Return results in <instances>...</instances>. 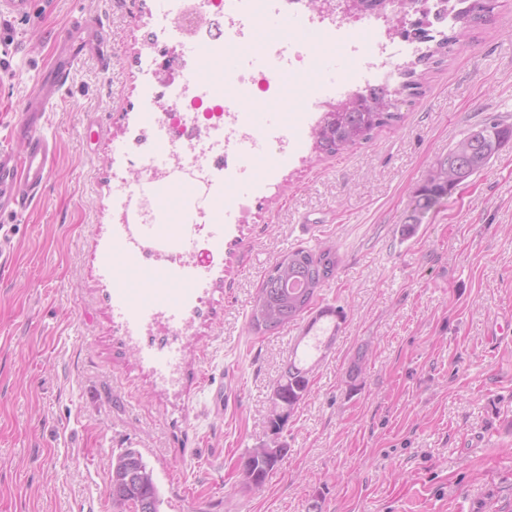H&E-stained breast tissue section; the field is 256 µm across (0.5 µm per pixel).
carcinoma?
Here are the masks:
<instances>
[{"mask_svg":"<svg viewBox=\"0 0 512 512\" xmlns=\"http://www.w3.org/2000/svg\"><path fill=\"white\" fill-rule=\"evenodd\" d=\"M491 0H453L448 7L450 33L439 40L427 35L426 29L417 30L415 38L425 43L434 42L419 50L414 62L397 67L398 85L368 86L354 92L357 105H349L334 112L324 109L316 127L319 128L313 149L319 154L336 156L349 148L369 142L382 128L400 118L397 112H375L373 103L384 97L420 94V65L435 64L460 42L471 27L484 21L492 12ZM512 139V128L493 122L483 124L448 147V154L432 167L426 184L415 196L412 209L402 232L414 233L422 218L450 195L461 183L483 171L499 153L502 145ZM339 264L335 247L323 245L316 250L295 249L276 260L254 296L249 326L256 333L265 334L296 323L312 310L319 290L334 277ZM312 371L301 362L289 360L270 393L269 443L251 449L245 456L243 473L249 484L262 486L276 466L288 454L287 445L279 442V435L296 409L310 392ZM112 500L128 504L133 512H161V490L154 471L137 448H127L112 459L109 483Z\"/></svg>","mask_w":512,"mask_h":512,"instance_id":"obj_1","label":"carcinoma"}]
</instances>
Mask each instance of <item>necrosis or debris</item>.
Segmentation results:
<instances>
[{
  "label": "necrosis or debris",
  "mask_w": 512,
  "mask_h": 512,
  "mask_svg": "<svg viewBox=\"0 0 512 512\" xmlns=\"http://www.w3.org/2000/svg\"><path fill=\"white\" fill-rule=\"evenodd\" d=\"M160 17L175 31L206 47L219 60L225 47L239 51L226 79H200L201 61L190 57L188 76L161 83L160 91L144 85L142 95L148 125L159 128L162 150L139 154L140 179L124 187L121 204L124 234L132 248L123 263L135 261V248L146 245L151 253L193 255L195 227L223 223L226 205L215 199L217 182L235 186L252 177L245 160L260 147L274 146L278 159L299 147L315 109L350 94L359 84L357 74L323 77L318 50L343 43L347 57L359 55L390 63L396 56L393 41L378 34L360 42L350 36L347 22L333 18L284 13L281 0H159ZM299 33L288 34L289 24ZM306 92L296 103V133H283L280 125L261 121L255 111L257 92L268 100L292 95L294 83ZM167 93L186 107L185 112L160 120L154 116L159 93Z\"/></svg>",
  "instance_id": "4bbe7bcc"
}]
</instances>
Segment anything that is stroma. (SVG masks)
Returning <instances> with one entry per match:
<instances>
[{
  "mask_svg": "<svg viewBox=\"0 0 512 512\" xmlns=\"http://www.w3.org/2000/svg\"><path fill=\"white\" fill-rule=\"evenodd\" d=\"M157 0H33L0 20V147L77 17H102L112 65L82 58L43 132L45 188L0 215V512H130L109 493L112 460L139 449L162 512H512V142L456 187L415 233L401 229L439 157L489 118L512 126V0H495L402 119L334 157L312 147L261 158L258 184L220 251L191 259L203 303L174 325L159 310L129 335L104 269L121 213L113 190L151 147L141 117L146 60L166 46ZM336 248L317 307L340 336L279 436L287 456L262 487L243 474L269 442L270 392L303 332L248 327L280 254ZM367 360L356 382L347 372ZM225 402L215 410L212 389Z\"/></svg>",
  "mask_w": 512,
  "mask_h": 512,
  "instance_id": "stroma-1",
  "label": "stroma"
}]
</instances>
